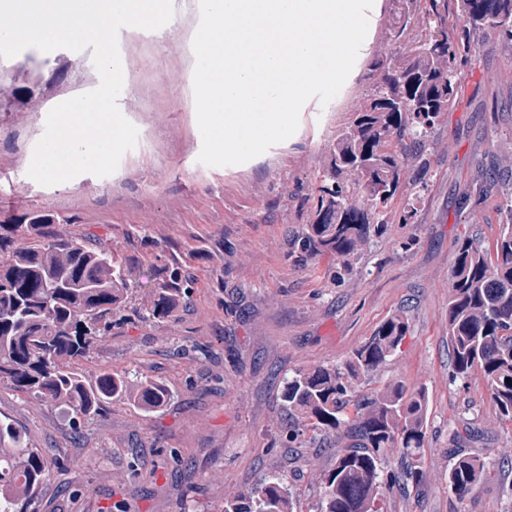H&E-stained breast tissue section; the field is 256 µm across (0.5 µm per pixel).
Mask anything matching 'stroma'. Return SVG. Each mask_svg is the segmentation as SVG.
<instances>
[{
	"mask_svg": "<svg viewBox=\"0 0 512 512\" xmlns=\"http://www.w3.org/2000/svg\"><path fill=\"white\" fill-rule=\"evenodd\" d=\"M428 0H375V24L357 75L328 103L310 99L291 139L240 165L199 163L202 135L189 73H175V47H188L186 23H199V0H174L168 28L141 33L137 96L117 103L138 130L135 148L106 177L81 174L45 186L28 174L50 104L13 111L0 102V218L18 203L70 217L68 232L134 256L135 290L146 298L145 272L168 248L211 245V262L193 264L186 305L164 322L127 321L100 338L78 371H137L164 382L168 403L144 412L116 400L71 422L58 405L0 383L6 418L49 462L36 512H222L226 497L281 477L294 512H317L319 478L336 460V438L286 439L280 398L299 368L342 363L390 316L404 313L409 332L398 351L360 386L400 383L427 397L422 489H384L385 512H512V485L499 475L512 464V426L501 423L485 381L473 373L451 382L448 271L458 241L491 245L512 193V43L479 35L462 71L458 98L414 164L424 178L412 204L415 221L386 224L359 253L351 272L335 261L304 265L288 241L307 219V200L326 167L328 145L378 79V57L409 59L423 38ZM56 52L28 48L0 58V75L26 100L34 75L77 83L93 70L91 50L78 70H56ZM498 181L479 192L482 176ZM145 229L150 245L133 238ZM473 423L480 436L462 441L490 475L465 501L448 491L454 432Z\"/></svg>",
	"mask_w": 512,
	"mask_h": 512,
	"instance_id": "1",
	"label": "stroma"
}]
</instances>
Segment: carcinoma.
I'll list each match as a JSON object with an SVG mask.
<instances>
[{"mask_svg":"<svg viewBox=\"0 0 512 512\" xmlns=\"http://www.w3.org/2000/svg\"><path fill=\"white\" fill-rule=\"evenodd\" d=\"M421 23L430 36L400 64L375 62L379 81L352 109L327 153L326 175L309 199L306 224L293 238L299 256L351 259L384 224H411L414 212L396 209L411 162L442 115L455 103L458 73L475 50L474 35L491 31L512 39V0H429ZM493 248L462 240L449 269L448 350L451 380L483 376L499 417L512 423V203ZM70 218L45 210L0 222V382L90 416L116 399L149 411L169 393L160 381L137 382L124 373L86 380L75 364L96 341L135 316L162 322L187 301L190 262L208 261L205 249L172 255L151 269L153 290L130 306L134 264L118 249L63 230ZM408 331L390 316L341 365L300 368L286 381L282 401L296 422L290 438L309 432L348 440L320 479L318 512H382V463L401 455L393 482L423 480L427 406L421 389L391 384L362 394L363 377L380 368ZM46 458L10 422L0 419V512H31L48 477ZM489 474L480 458L459 453L448 467V492L464 501ZM293 494L278 478L224 499V512H293Z\"/></svg>","mask_w":512,"mask_h":512,"instance_id":"obj_1","label":"carcinoma"}]
</instances>
